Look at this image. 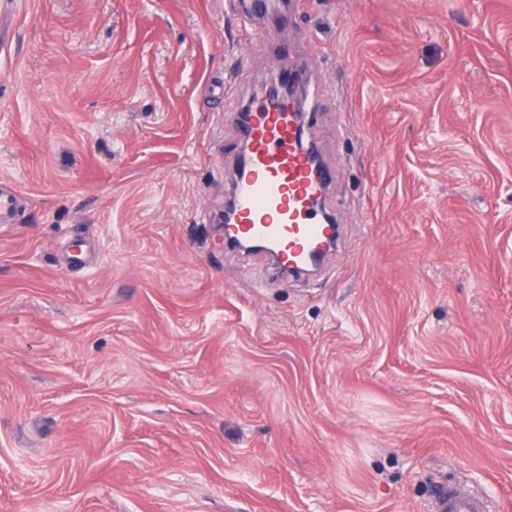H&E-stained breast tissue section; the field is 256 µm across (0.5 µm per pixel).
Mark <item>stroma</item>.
I'll return each mask as SVG.
<instances>
[{
	"label": "stroma",
	"instance_id": "obj_1",
	"mask_svg": "<svg viewBox=\"0 0 512 512\" xmlns=\"http://www.w3.org/2000/svg\"><path fill=\"white\" fill-rule=\"evenodd\" d=\"M0 512H512V0H301L343 227L225 249L236 0H0ZM429 512H490L480 496L460 486L436 487L429 499Z\"/></svg>",
	"mask_w": 512,
	"mask_h": 512
}]
</instances>
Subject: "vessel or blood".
<instances>
[{
	"label": "vessel or blood",
	"mask_w": 512,
	"mask_h": 512,
	"mask_svg": "<svg viewBox=\"0 0 512 512\" xmlns=\"http://www.w3.org/2000/svg\"><path fill=\"white\" fill-rule=\"evenodd\" d=\"M281 32L278 26L263 29L257 46L276 59L277 79L290 81L293 63ZM300 110V105L278 97L254 105L244 132L246 176L230 188L236 211L232 223L224 227L225 247L262 242L276 255V270L283 275L304 273L322 242L340 237L339 225L320 216L332 173L311 164L307 119ZM428 512H490V508L470 490L440 486L430 496Z\"/></svg>",
	"instance_id": "vessel-or-blood-1"
}]
</instances>
